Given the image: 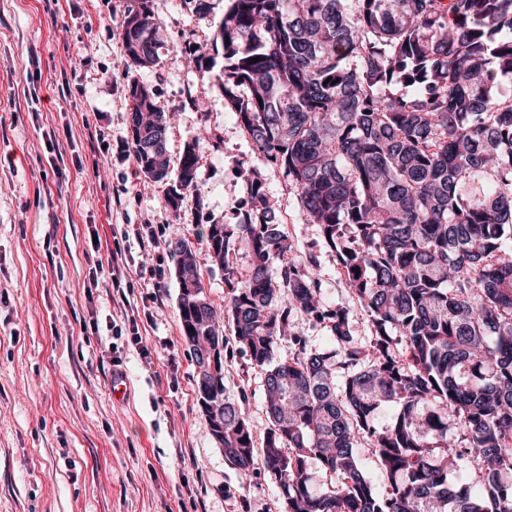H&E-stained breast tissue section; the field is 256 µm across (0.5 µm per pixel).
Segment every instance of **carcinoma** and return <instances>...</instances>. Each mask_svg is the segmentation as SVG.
<instances>
[{"instance_id": "cac0c4a2", "label": "carcinoma", "mask_w": 512, "mask_h": 512, "mask_svg": "<svg viewBox=\"0 0 512 512\" xmlns=\"http://www.w3.org/2000/svg\"><path fill=\"white\" fill-rule=\"evenodd\" d=\"M155 34L151 0H128L130 65L158 64ZM218 38L237 123L330 235L375 328L370 346L353 341L348 311L326 305L313 258L289 256L249 169L246 222L209 225L204 256L224 269V313L264 372L271 427L256 449L244 401L198 387L224 424V458L245 478L262 458L286 512H512V93L501 90L512 0H230ZM139 88L134 153L176 209L198 199V157L187 145L173 170L152 152L167 118ZM171 252L202 288L197 252L182 239ZM294 310L326 323L333 347L293 336L295 355L276 360ZM179 312L191 353L224 342L211 301L181 297ZM387 403L397 413L378 429ZM363 441L387 475L383 493L363 469ZM463 466L470 481L452 480Z\"/></svg>"}]
</instances>
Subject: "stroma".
<instances>
[{"label":"stroma","mask_w":512,"mask_h":512,"mask_svg":"<svg viewBox=\"0 0 512 512\" xmlns=\"http://www.w3.org/2000/svg\"><path fill=\"white\" fill-rule=\"evenodd\" d=\"M127 4L0 0V512H285L264 466L242 477L212 437L169 243L194 247L209 225L240 223L256 168L294 253L316 257L324 301L348 310L355 343L369 344L373 327L296 188L254 152L224 99L217 32L229 0H152L162 44L150 69L124 54ZM195 46L203 65L189 61ZM135 80L176 118L171 162L189 144L198 155L199 199L176 211L135 158ZM145 230L159 242L148 254ZM117 248L127 284L91 288ZM224 338L226 394L246 398L263 438L264 376L232 327Z\"/></svg>","instance_id":"1"}]
</instances>
